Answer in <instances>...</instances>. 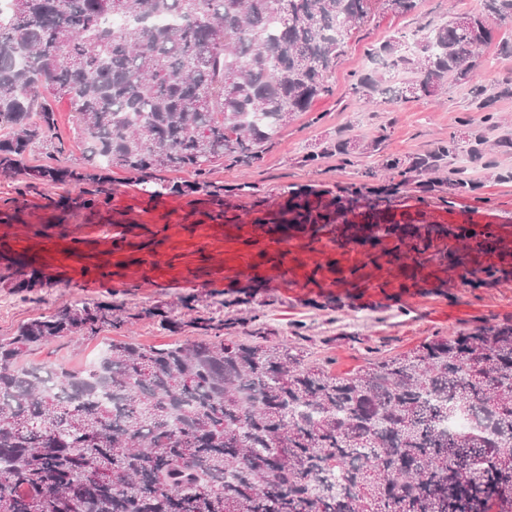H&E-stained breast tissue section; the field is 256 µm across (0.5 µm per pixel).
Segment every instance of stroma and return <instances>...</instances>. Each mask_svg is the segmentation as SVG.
Returning a JSON list of instances; mask_svg holds the SVG:
<instances>
[{
    "mask_svg": "<svg viewBox=\"0 0 512 512\" xmlns=\"http://www.w3.org/2000/svg\"><path fill=\"white\" fill-rule=\"evenodd\" d=\"M478 7V0L465 5L459 0H418L407 14L375 12L349 39L330 79L332 94L295 113L251 166L230 167L220 160L200 177L160 172V179L185 185V192L156 201L142 191L138 174L113 169L108 173V202L89 210L80 207L79 189L73 184L30 188L20 176L0 173V272L9 271L12 277L11 284L0 283V342L12 338L21 324L77 301L128 309L160 305L186 323L172 332L158 320L143 319L118 331L64 337L25 356L37 365L81 369L112 339L162 347L193 335L190 320L220 308L231 322L229 335L244 341L263 332L268 343L298 347L307 361L328 363L333 373L343 375L408 352L436 335L512 324V280L467 288L449 275L407 286L383 257L367 267L368 283L354 288L335 282L325 263L334 260L346 269L366 257L352 244L330 254L309 239L294 238L288 252L294 278L272 283L276 266L261 255L253 223L277 211L289 187L320 192L327 202L341 188L358 183L354 168L344 166L338 154L304 163V156L325 144L341 138L378 142V151L361 159L374 165L388 156H419L474 118L466 84L447 85L435 96L374 105L353 95L350 85L378 71L389 83L403 82L402 73L380 71L371 50L392 36L411 34L421 24ZM477 62L483 82L512 80V30H495ZM54 109L61 151L36 150L27 154V162L83 167L85 148L74 135L69 104L60 100ZM487 109L501 123L486 133L493 147L484 162L471 164L460 155L450 166L467 167L477 190L449 199L450 168H444L423 180L412 178L401 188L395 214L418 212L432 224L490 226L499 234H512V182L495 179L497 171L512 168V148L499 144L512 138V96L490 99ZM244 182L250 191H240ZM47 233L78 245L77 255L61 257L60 277L26 279L18 270H7L18 243L38 248ZM247 262L255 270L240 276ZM71 278L83 280V287H66Z\"/></svg>",
    "mask_w": 512,
    "mask_h": 512,
    "instance_id": "1",
    "label": "stroma"
}]
</instances>
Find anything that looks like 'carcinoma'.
Segmentation results:
<instances>
[{
    "label": "carcinoma",
    "mask_w": 512,
    "mask_h": 512,
    "mask_svg": "<svg viewBox=\"0 0 512 512\" xmlns=\"http://www.w3.org/2000/svg\"><path fill=\"white\" fill-rule=\"evenodd\" d=\"M379 2L394 14L416 0H10L0 13V172L40 183L75 182L99 196L94 172L28 166L35 147L55 149L52 102L67 99L73 131L106 169L189 171L218 160L247 166L297 112L331 91L345 39ZM474 28L450 19L392 37L371 53L412 71L401 99L471 84L472 105L512 94L475 81L477 29L512 25V0H479ZM171 13L179 24L144 22ZM112 16L133 22L108 28ZM354 93L373 101L377 81ZM485 154L481 130L452 133L404 164L400 178L432 174L461 144ZM378 144L336 146L353 166ZM448 194L477 183L451 171ZM152 197L182 186L142 180ZM366 183L336 209L292 193L279 223L320 242L383 247L410 279L445 267L480 288L512 276L494 261L506 239L490 227L378 222ZM157 318L160 306L121 310L76 302L23 324L0 342V512H60V489L78 486L69 512H512V324L435 336L347 376L286 346L212 334L221 311L189 323L197 336L165 348L112 341L98 367L71 371L21 357L59 338L95 335ZM475 420L467 434L448 418Z\"/></svg>",
    "instance_id": "cac0c4a2"
}]
</instances>
